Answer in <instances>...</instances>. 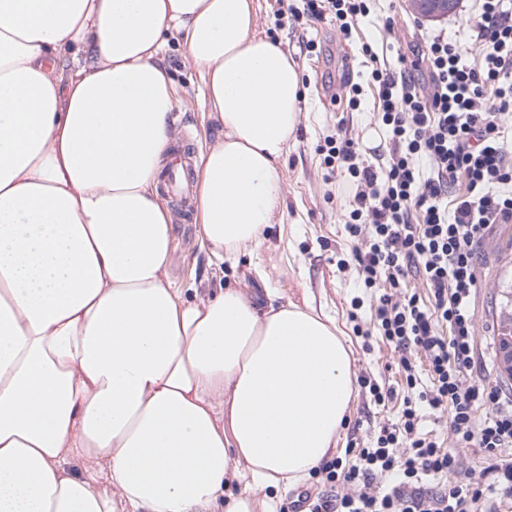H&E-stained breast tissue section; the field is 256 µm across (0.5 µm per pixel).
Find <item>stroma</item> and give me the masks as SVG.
Here are the masks:
<instances>
[{"label":"stroma","mask_w":512,"mask_h":512,"mask_svg":"<svg viewBox=\"0 0 512 512\" xmlns=\"http://www.w3.org/2000/svg\"><path fill=\"white\" fill-rule=\"evenodd\" d=\"M253 4L256 33L280 42L301 80L302 122L282 166L283 205L263 244L240 255L234 265L215 263L200 244L194 212L173 207V236L179 256L174 276L190 299L225 286L247 288L258 304H267L273 295L282 302L306 300L334 318L350 343L355 371L395 392L383 407L358 395L342 434L341 442L346 445L355 438L369 439L376 425L397 417L402 408V378L395 369L397 353L381 337L366 342L352 334L350 303L361 298L359 315L369 318L371 294L359 288L354 268L337 265L351 255L354 243L344 231L338 185L326 182L317 147L337 128L358 137L367 149L385 139L384 130L373 118L375 88L368 81L369 65L358 53L362 43H371L379 59L389 65L395 64L401 53L416 59L427 32L458 31L467 4L460 0L454 13L426 20L409 10L407 0H376L374 17L356 24L348 39L336 23L300 20L303 0H253ZM279 10L290 16L281 27L275 24ZM310 42L316 46L311 53L306 50ZM162 58L175 84V131L192 130L196 147H203L216 138L218 130L209 118L202 78L187 64L186 49L179 41H169ZM348 83L361 87V105L355 111L347 109L343 100ZM478 253L474 322L479 357L487 364L479 377L510 392L512 379L501 374L497 336L506 294L512 291V223L497 226L480 244Z\"/></svg>","instance_id":"1"}]
</instances>
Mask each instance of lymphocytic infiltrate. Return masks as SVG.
<instances>
[{
	"mask_svg": "<svg viewBox=\"0 0 512 512\" xmlns=\"http://www.w3.org/2000/svg\"><path fill=\"white\" fill-rule=\"evenodd\" d=\"M370 11V0L304 7L308 19L335 22L346 37ZM461 28L426 40L430 91L405 55L397 69H372L376 118L389 132L382 161L368 160L345 134L318 147L354 189L345 230L360 285L381 291L369 323L350 313L353 333L382 337L405 383L395 421L322 465L337 493L308 512H497L498 498L512 497V394L474 379L471 315L477 248L512 222V0H472ZM412 279L424 294L408 292ZM426 410L449 412L451 445L422 430ZM462 448L482 452L479 477H459ZM427 477L442 479L438 492L422 490Z\"/></svg>",
	"mask_w": 512,
	"mask_h": 512,
	"instance_id": "1",
	"label": "lymphocytic infiltrate"
}]
</instances>
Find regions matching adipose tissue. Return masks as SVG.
Masks as SVG:
<instances>
[{
  "label": "adipose tissue",
  "mask_w": 512,
  "mask_h": 512,
  "mask_svg": "<svg viewBox=\"0 0 512 512\" xmlns=\"http://www.w3.org/2000/svg\"><path fill=\"white\" fill-rule=\"evenodd\" d=\"M255 26L252 0H0V512H270L335 454L357 389L334 320L172 275L169 38L220 129L201 245L237 262L283 202L300 78Z\"/></svg>",
  "instance_id": "obj_1"
}]
</instances>
